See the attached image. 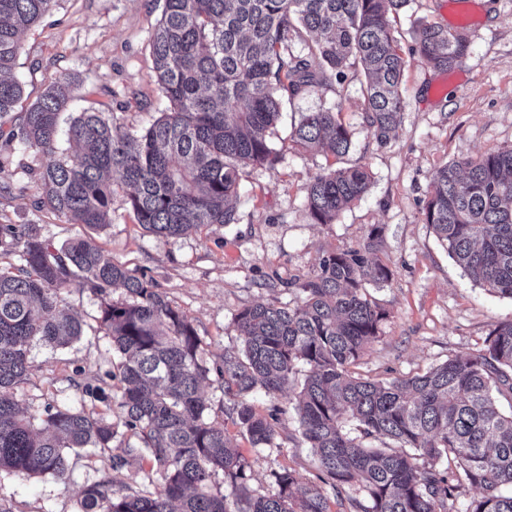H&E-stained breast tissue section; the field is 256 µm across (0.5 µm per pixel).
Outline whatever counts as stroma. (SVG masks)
<instances>
[{
	"label": "stroma",
	"instance_id": "1",
	"mask_svg": "<svg viewBox=\"0 0 512 512\" xmlns=\"http://www.w3.org/2000/svg\"><path fill=\"white\" fill-rule=\"evenodd\" d=\"M479 25L461 21L453 0H410L394 25L408 53L402 92L404 118L396 138L379 145L362 117L359 79L347 78L325 92L285 104L273 136L283 159L272 169H244L235 201L238 221L201 227L196 233L165 238L146 232L129 211L123 193L112 198L110 222L100 229L72 224L40 208L38 172L51 156L20 140L0 139V224H35L54 245L87 236L112 261L153 279L174 307L192 322L208 364L241 346L234 324L238 310L257 303L288 301L290 281L305 277L323 254L361 242L371 228L381 230L379 258L392 272L388 283L370 287L388 313L380 336L354 365V374L376 380L416 375L455 355L478 350L502 321L512 318V299L490 293L464 277L423 221L430 177L437 168L512 147V0H478ZM160 0H58L55 10L27 30L15 74L23 98L0 129L18 126L22 113L59 74L79 87L70 114L105 108L114 124L147 127L166 106L155 83L149 38L161 16ZM433 23L464 34L470 53L466 82L448 70L427 65L415 47L417 23ZM333 108L352 133L353 146L341 160L294 146L290 126L300 113ZM367 165L372 181L364 197L331 224L313 223L305 209V184L333 162ZM62 307L85 324L81 340L55 347L33 342L32 368L16 388L18 401L42 428L50 405L81 408L77 369L102 373L117 357L97 317L103 300L126 301L124 289L98 296L64 290ZM209 421L224 426L249 462L247 484L258 493L274 491L273 472L294 471L300 484L315 482L316 465L302 437L288 394L255 391L258 414L283 410L276 424L275 452L257 453L226 400L221 380L203 387ZM113 480L135 492L140 474L113 470L111 453L84 448L68 455L64 477L25 476L0 470V506L8 512H79L83 490Z\"/></svg>",
	"mask_w": 512,
	"mask_h": 512
}]
</instances>
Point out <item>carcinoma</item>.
Segmentation results:
<instances>
[{
  "label": "carcinoma",
  "mask_w": 512,
  "mask_h": 512,
  "mask_svg": "<svg viewBox=\"0 0 512 512\" xmlns=\"http://www.w3.org/2000/svg\"><path fill=\"white\" fill-rule=\"evenodd\" d=\"M409 0H163L151 34L155 82L167 107L148 127L124 129L105 111L82 112L68 128L77 150L39 173L41 204L76 224L109 223L117 190L135 219L162 237H183L204 224H235L231 201L242 169L281 161L270 140L284 101L327 89L358 68L363 120L385 145L403 123L401 84L407 60L390 16ZM57 0H0V118L23 88L12 76L21 34L50 14ZM469 44L431 23L417 27L415 52L431 67L462 64ZM59 76L21 119V140L47 155L59 150L60 119L73 91ZM305 150L340 159L352 135L339 113L306 112L291 131ZM371 183L365 165L313 176L305 206L316 224H332ZM449 256L474 283L512 299V147L435 170L423 211ZM16 255L0 265V469L61 477L67 452H112V468H134L152 491L126 493L109 480L82 492L81 512H331L328 491L351 512H512V318L481 349L423 374L388 381L350 371L379 337L386 311L370 285L391 272L377 253L380 229L323 255L296 299L238 311L242 347L209 367L188 320L153 280L103 257L76 239L59 248L34 224L0 225V247ZM120 286L129 301L105 303L98 320L121 361L117 370L81 384L93 402L109 404L120 385L122 424L140 444L118 438L105 414L66 405L45 408L37 432L15 387L27 376L35 341L67 345L83 324L58 308L63 290L102 295ZM304 380L296 394L302 433L317 460L320 484L300 489L291 470L275 473L272 494L245 485L249 463L224 427L206 417L203 383L214 372L239 425L262 452L274 447L282 410L257 414L250 395L274 397ZM355 422L359 435L345 430ZM388 438L394 448L368 439ZM221 472L229 493H214ZM479 496L456 508L459 490Z\"/></svg>",
  "instance_id": "carcinoma-1"
}]
</instances>
